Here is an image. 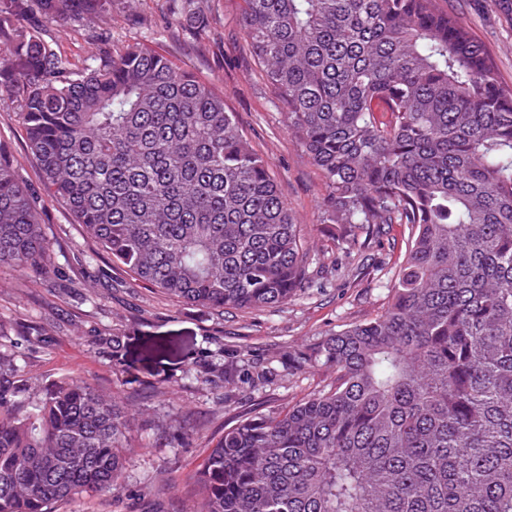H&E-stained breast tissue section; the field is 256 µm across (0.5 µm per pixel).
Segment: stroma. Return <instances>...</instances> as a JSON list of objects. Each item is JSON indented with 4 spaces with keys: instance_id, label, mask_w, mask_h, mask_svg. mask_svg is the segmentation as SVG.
<instances>
[{
    "instance_id": "stroma-1",
    "label": "stroma",
    "mask_w": 512,
    "mask_h": 512,
    "mask_svg": "<svg viewBox=\"0 0 512 512\" xmlns=\"http://www.w3.org/2000/svg\"><path fill=\"white\" fill-rule=\"evenodd\" d=\"M205 29L172 17L167 0H116L111 15L84 23L37 18L40 32L57 44L69 68L143 44L191 70L223 92L238 125L267 157L282 196L308 235L315 285L292 300L261 311L216 314L176 303L114 266L86 238L62 201L52 199L10 103H0V151L34 196L51 242V273L25 279L0 268V351L15 356L26 378L81 376L110 392L129 422L132 448L112 493L79 494L59 512H191L193 482L225 428L245 417L281 411L319 392L335 378L317 365L286 371L287 354L306 350L328 333L375 317L390 300L387 287L405 251L408 230L396 224L362 252L338 253L323 213L327 186L289 131L271 88L244 48L240 0H209ZM487 49L500 79L512 85V19L494 0H442ZM52 321L50 336L36 326ZM122 333L124 362L99 345L104 330ZM224 365L227 379L204 381L205 364ZM275 370L256 376V365ZM203 420L190 438L159 439L158 425ZM166 495H157L159 486Z\"/></svg>"
}]
</instances>
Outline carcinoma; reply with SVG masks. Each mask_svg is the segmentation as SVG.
Wrapping results in <instances>:
<instances>
[{
    "instance_id": "cac0c4a2",
    "label": "carcinoma",
    "mask_w": 512,
    "mask_h": 512,
    "mask_svg": "<svg viewBox=\"0 0 512 512\" xmlns=\"http://www.w3.org/2000/svg\"><path fill=\"white\" fill-rule=\"evenodd\" d=\"M115 0H0V100L46 189L97 249L185 305L288 301L311 279L268 159L220 94L144 45L74 72L21 20L102 19ZM246 50L322 173L346 253L392 224L387 309L288 370L329 388L224 430L193 512H512V86L440 0H244ZM50 242L0 153V264ZM126 416L80 376L20 380L0 352V512L109 493Z\"/></svg>"
}]
</instances>
